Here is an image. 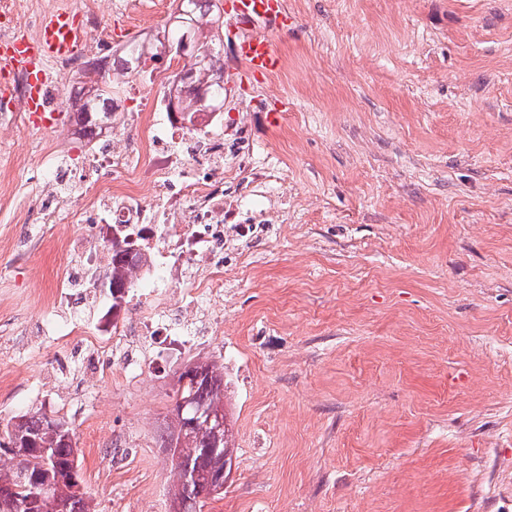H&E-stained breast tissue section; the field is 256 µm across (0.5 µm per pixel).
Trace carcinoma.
<instances>
[{
  "label": "carcinoma",
  "mask_w": 512,
  "mask_h": 512,
  "mask_svg": "<svg viewBox=\"0 0 512 512\" xmlns=\"http://www.w3.org/2000/svg\"><path fill=\"white\" fill-rule=\"evenodd\" d=\"M177 7L186 12V23L176 29L162 27V37L156 41H171L187 34L192 42L206 49L224 42V22L216 14H207L206 0H181ZM154 56L153 47L130 45L109 63L96 64L98 78L89 79L85 73L75 80L69 91L71 116L81 133L94 139L96 131L113 126L117 121L116 100L123 88L136 78H149L154 69L148 62ZM214 74L197 72L195 80L206 79L208 97L224 99V57L212 61ZM126 249L121 242H112V265L108 270V290L114 295L128 287L123 277ZM191 368L201 373V379L177 389L175 423L161 434L160 447L169 449L172 473L175 477V496L184 505V512H197L208 499L221 495L224 483L209 472L208 451L213 447L211 435L200 425L191 424V416L181 412V402L210 411L221 417L224 412V365L215 361H196ZM22 431L40 441L32 448L25 462L40 484L37 499L28 502L26 484L17 481L16 464L0 466V498L9 508L4 512H94L80 491L73 489L71 471L79 467L78 449L73 439L52 429L45 415H21L6 426L5 439L13 441V432Z\"/></svg>",
  "instance_id": "cac0c4a2"
}]
</instances>
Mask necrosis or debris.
Here are the masks:
<instances>
[{"instance_id":"4bbe7bcc","label":"necrosis or debris","mask_w":512,"mask_h":512,"mask_svg":"<svg viewBox=\"0 0 512 512\" xmlns=\"http://www.w3.org/2000/svg\"><path fill=\"white\" fill-rule=\"evenodd\" d=\"M130 124L147 130L144 145L91 143L84 157L91 169H108L112 184L98 187L66 166L49 171L50 182L78 183L77 196L53 194L43 203V215L54 218L76 198H85L84 221L108 224L116 237L131 244L126 259L137 262L147 257L148 272L135 276L136 291L143 309L135 322H118L105 312L96 324L97 347L123 349L118 365L135 374L144 361L137 354L138 342L153 336L166 337L169 351L178 355L187 344L170 318L165 300L175 294L195 304L207 294L211 308L195 319L204 329L222 327L224 318L217 304L224 295V250L233 238L247 236L249 225L224 221V128L209 113L193 116L159 109L132 112ZM75 262L68 264L67 286L82 304L98 306L99 299L88 278L105 254L94 234L77 235Z\"/></svg>"}]
</instances>
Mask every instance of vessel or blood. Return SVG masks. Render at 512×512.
Wrapping results in <instances>:
<instances>
[{
	"instance_id": "1",
	"label": "vessel or blood",
	"mask_w": 512,
	"mask_h": 512,
	"mask_svg": "<svg viewBox=\"0 0 512 512\" xmlns=\"http://www.w3.org/2000/svg\"><path fill=\"white\" fill-rule=\"evenodd\" d=\"M229 8L245 30L238 53L246 68L260 75L276 73L282 58L261 26L271 21L286 22L282 0H229ZM85 46L86 34L76 17L70 11L59 9L44 18L35 39L22 37L12 46L0 50L1 71L22 64L32 72L27 110L33 119L47 117L48 100L43 87L52 74L51 63L62 56L81 54Z\"/></svg>"
}]
</instances>
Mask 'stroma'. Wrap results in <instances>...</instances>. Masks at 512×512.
Masks as SVG:
<instances>
[{
	"mask_svg": "<svg viewBox=\"0 0 512 512\" xmlns=\"http://www.w3.org/2000/svg\"><path fill=\"white\" fill-rule=\"evenodd\" d=\"M102 14L85 58L165 23L173 0H22ZM271 76L224 17V333L142 375L87 368L96 314L61 309L79 208L38 219L50 128L0 112V431L63 419L96 512H170L159 435L190 360L224 365L233 469L201 512H512V0H283ZM268 171L265 182L248 172Z\"/></svg>",
	"mask_w": 512,
	"mask_h": 512,
	"instance_id": "stroma-1",
	"label": "stroma"
}]
</instances>
